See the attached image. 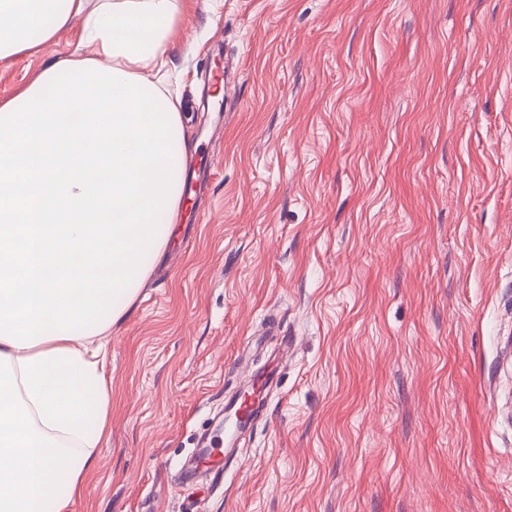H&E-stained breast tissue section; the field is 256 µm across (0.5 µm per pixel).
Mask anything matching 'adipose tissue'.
<instances>
[{"mask_svg":"<svg viewBox=\"0 0 512 512\" xmlns=\"http://www.w3.org/2000/svg\"><path fill=\"white\" fill-rule=\"evenodd\" d=\"M184 0H0V60L83 18L0 101V512H67L108 440L103 341L163 249L186 161L165 69Z\"/></svg>","mask_w":512,"mask_h":512,"instance_id":"ef3b65f1","label":"adipose tissue"}]
</instances>
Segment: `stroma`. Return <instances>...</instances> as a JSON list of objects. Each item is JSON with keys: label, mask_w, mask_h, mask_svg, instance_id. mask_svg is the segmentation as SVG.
Returning a JSON list of instances; mask_svg holds the SVG:
<instances>
[{"label": "stroma", "mask_w": 512, "mask_h": 512, "mask_svg": "<svg viewBox=\"0 0 512 512\" xmlns=\"http://www.w3.org/2000/svg\"><path fill=\"white\" fill-rule=\"evenodd\" d=\"M171 41L205 190L105 338L68 512H512V0H186ZM243 360L276 386L181 483Z\"/></svg>", "instance_id": "35a3bbf8"}]
</instances>
